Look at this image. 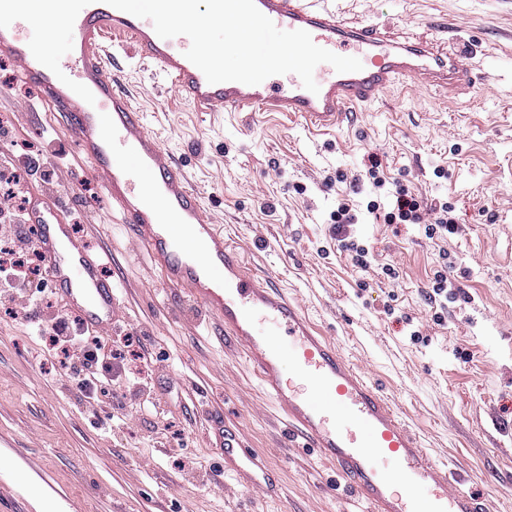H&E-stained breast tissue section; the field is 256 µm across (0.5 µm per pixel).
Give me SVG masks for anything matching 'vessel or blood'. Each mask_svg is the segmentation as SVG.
Here are the masks:
<instances>
[{
	"label": "vessel or blood",
	"mask_w": 512,
	"mask_h": 512,
	"mask_svg": "<svg viewBox=\"0 0 512 512\" xmlns=\"http://www.w3.org/2000/svg\"><path fill=\"white\" fill-rule=\"evenodd\" d=\"M330 0H255L279 29L307 31L314 43L360 59L358 72L316 67L318 93L300 78L209 83L185 56L186 36L160 38L151 20L105 0H0V56L44 102L62 112L80 153L92 163L120 215L167 287L186 289L206 321L245 354L281 414L288 445L310 448L344 482L366 512H486L447 464L420 448L385 398L358 374L302 306L268 276L248 272L238 250L208 217L201 193L148 129L107 71V42L129 41L200 112L287 113L312 132L340 125L355 106L381 100L401 80L454 89L473 78L458 55L427 43L399 42L372 24L351 26ZM28 224L56 293L90 330L117 321V286L103 273L106 254L68 224L59 200L35 193ZM224 474L266 498L279 486L265 457L240 430L209 411Z\"/></svg>",
	"instance_id": "vessel-or-blood-1"
}]
</instances>
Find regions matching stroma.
<instances>
[{
  "mask_svg": "<svg viewBox=\"0 0 512 512\" xmlns=\"http://www.w3.org/2000/svg\"><path fill=\"white\" fill-rule=\"evenodd\" d=\"M348 22L374 23L396 40L421 37L442 53L470 41L473 86L455 92L404 85L315 135L279 112L196 111L132 47L115 49L110 73L143 112L229 239L303 301L315 325L389 400L435 460L460 469L488 512H512V0H333ZM41 92L0 60V121L10 142L30 144L58 184L32 176L30 191L69 204L89 240L123 267L118 328L152 374L143 388L112 383L104 412L89 415L56 355L26 321L0 311V483H14L17 455L34 465L19 485L27 512L44 493L81 512H355L344 487L308 448H288L264 409L252 373L198 324L184 294L165 287L145 251L130 252L90 163ZM378 156L385 176L421 205L448 203L458 230L430 239L415 224L335 228L329 213ZM376 261L355 265L338 237ZM396 278H387L384 267ZM452 287L430 302L433 274ZM200 384L203 394L191 391ZM222 410L265 453L281 485L266 499L221 475L206 410Z\"/></svg>",
  "mask_w": 512,
  "mask_h": 512,
  "instance_id": "35a3bbf8",
  "label": "stroma"
}]
</instances>
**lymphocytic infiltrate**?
<instances>
[{
	"instance_id": "1",
	"label": "lymphocytic infiltrate",
	"mask_w": 512,
	"mask_h": 512,
	"mask_svg": "<svg viewBox=\"0 0 512 512\" xmlns=\"http://www.w3.org/2000/svg\"><path fill=\"white\" fill-rule=\"evenodd\" d=\"M29 173L26 167H0V300L12 316L27 320L36 335L48 336L93 412L109 393L98 375L111 372L112 364L102 354L99 338L86 336L79 319L52 309L56 292L49 278L39 273L37 243L25 227L29 198L22 185ZM366 209L387 224H423L430 238L454 233L457 223L452 208L444 203L422 215L420 202L403 189L396 190L392 209L382 210L374 200Z\"/></svg>"
}]
</instances>
